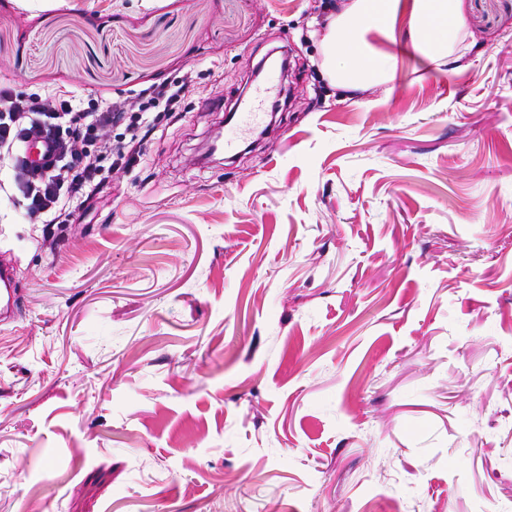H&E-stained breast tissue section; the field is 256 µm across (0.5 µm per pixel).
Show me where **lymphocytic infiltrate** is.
Wrapping results in <instances>:
<instances>
[{
	"label": "lymphocytic infiltrate",
	"instance_id": "lymphocytic-infiltrate-1",
	"mask_svg": "<svg viewBox=\"0 0 512 512\" xmlns=\"http://www.w3.org/2000/svg\"><path fill=\"white\" fill-rule=\"evenodd\" d=\"M189 90V84L180 82L151 85L140 91L138 110L130 112L75 94L59 96L50 106L39 96L24 100L12 88L1 86L0 143L11 146L15 165L30 175L16 185L28 214L54 224L62 211L99 198L106 180L96 157L109 156L117 168L133 167L140 160L146 132L153 129L148 113L175 114ZM119 125L130 139L116 147L110 134ZM31 141L49 146L46 164L34 165L21 152V144Z\"/></svg>",
	"mask_w": 512,
	"mask_h": 512
}]
</instances>
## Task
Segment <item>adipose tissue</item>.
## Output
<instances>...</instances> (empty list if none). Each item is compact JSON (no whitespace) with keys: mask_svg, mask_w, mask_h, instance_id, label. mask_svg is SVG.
<instances>
[{"mask_svg":"<svg viewBox=\"0 0 512 512\" xmlns=\"http://www.w3.org/2000/svg\"><path fill=\"white\" fill-rule=\"evenodd\" d=\"M460 0H349L330 16L323 36V66L337 86L359 89L390 80L393 59L368 40L375 33L394 38L401 13L410 18L409 37L415 48L434 61L454 53L461 28Z\"/></svg>","mask_w":512,"mask_h":512,"instance_id":"ef3b65f1","label":"adipose tissue"}]
</instances>
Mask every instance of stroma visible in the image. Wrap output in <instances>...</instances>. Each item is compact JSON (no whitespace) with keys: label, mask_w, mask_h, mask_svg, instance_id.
I'll use <instances>...</instances> for the list:
<instances>
[{"label":"stroma","mask_w":512,"mask_h":512,"mask_svg":"<svg viewBox=\"0 0 512 512\" xmlns=\"http://www.w3.org/2000/svg\"><path fill=\"white\" fill-rule=\"evenodd\" d=\"M344 0H0V84L155 113L87 224L5 193L0 512H512V0L322 68ZM288 52L267 138L202 153ZM13 274L7 268H1L0 273V315L1 319L12 317L19 309L17 288H13Z\"/></svg>","instance_id":"obj_1"}]
</instances>
